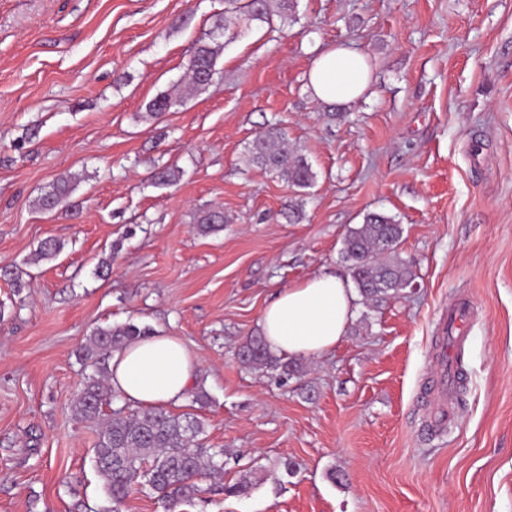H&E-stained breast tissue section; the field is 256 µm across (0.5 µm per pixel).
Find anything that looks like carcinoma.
Segmentation results:
<instances>
[{
  "label": "carcinoma",
  "mask_w": 512,
  "mask_h": 512,
  "mask_svg": "<svg viewBox=\"0 0 512 512\" xmlns=\"http://www.w3.org/2000/svg\"><path fill=\"white\" fill-rule=\"evenodd\" d=\"M296 3L297 0H246L238 7L237 18L250 23L277 13L293 20ZM228 31L227 24L218 23L207 37L196 42L187 63V82L178 93L161 94L151 100L147 105L149 116L171 111L212 82ZM247 162L277 174L295 192L311 186L316 178L305 155L299 148L287 145L285 133L278 127L260 133L248 144ZM70 193L69 183L63 181L38 199V208L48 213H66L72 208ZM198 223L201 232L213 231L224 224V213L209 211L199 217ZM402 234L401 225L381 213H369L362 224L347 230L341 257L364 299L373 301L412 283L410 264L395 258ZM148 335V330L134 324L98 328L80 352L81 360L96 371L87 378L71 407L77 419L100 422L93 448L94 466L112 501V512H119V506L135 490L156 494L166 512H177L179 506L199 495V480L224 474V450L207 448L198 441L204 433V423L196 417L160 407L128 414L118 409L111 418L100 419L103 407L114 397L108 383L112 352ZM237 357L251 370L279 371L287 376L301 370L297 360L270 353L261 336L248 337Z\"/></svg>",
  "instance_id": "obj_1"
}]
</instances>
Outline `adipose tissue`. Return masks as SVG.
<instances>
[{
	"mask_svg": "<svg viewBox=\"0 0 512 512\" xmlns=\"http://www.w3.org/2000/svg\"><path fill=\"white\" fill-rule=\"evenodd\" d=\"M321 100L345 103L369 87L363 53L336 44L321 52L308 73ZM356 292L333 272L279 290L265 306L261 325L269 349L298 358L330 352L356 313ZM195 354L177 336L153 333L112 355L111 386L120 397L150 408L183 400L197 373Z\"/></svg>",
	"mask_w": 512,
	"mask_h": 512,
	"instance_id": "ef3b65f1",
	"label": "adipose tissue"
}]
</instances>
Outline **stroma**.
I'll use <instances>...</instances> for the list:
<instances>
[{
    "mask_svg": "<svg viewBox=\"0 0 512 512\" xmlns=\"http://www.w3.org/2000/svg\"><path fill=\"white\" fill-rule=\"evenodd\" d=\"M227 0H0V512H110L70 405L96 328L182 338L199 367L173 413L203 420L225 486L187 512H512V0H298V23L252 22L213 82L153 118ZM366 55L358 99L317 98L324 48ZM280 124L316 174L290 190L247 162ZM176 168L169 186L152 174ZM69 179L77 210L36 201ZM224 213L203 235L197 220ZM403 228L411 285L360 306L290 380L236 358L265 305L347 275L348 228ZM63 249L33 263L42 241ZM111 271L98 277L101 261ZM470 303L461 388L438 393L448 309Z\"/></svg>",
    "mask_w": 512,
    "mask_h": 512,
    "instance_id": "stroma-1",
    "label": "stroma"
}]
</instances>
